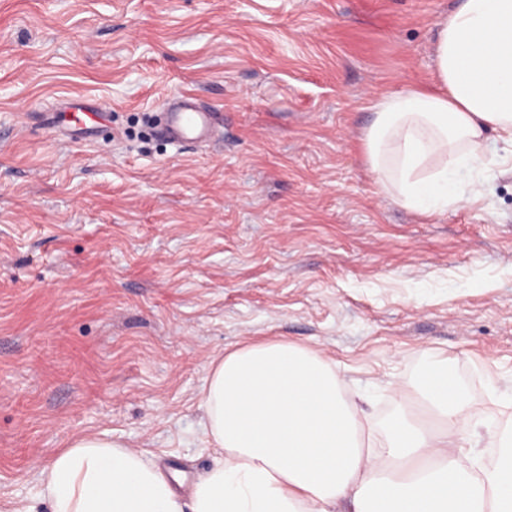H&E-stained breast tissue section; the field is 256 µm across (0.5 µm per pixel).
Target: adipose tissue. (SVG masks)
Here are the masks:
<instances>
[{"label":"adipose tissue","instance_id":"ef3b65f1","mask_svg":"<svg viewBox=\"0 0 512 512\" xmlns=\"http://www.w3.org/2000/svg\"><path fill=\"white\" fill-rule=\"evenodd\" d=\"M435 83L367 101L363 152L384 195L422 214L482 194L462 172L485 163L488 135L512 146V0H457L437 24ZM429 429L398 407L360 416L317 353L250 344L210 371L205 433L219 450L182 499L142 452L77 434L41 471L52 512H512V435L497 460L468 452L476 405L432 362L413 383Z\"/></svg>","mask_w":512,"mask_h":512}]
</instances>
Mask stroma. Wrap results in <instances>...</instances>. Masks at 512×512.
Here are the masks:
<instances>
[{"mask_svg": "<svg viewBox=\"0 0 512 512\" xmlns=\"http://www.w3.org/2000/svg\"><path fill=\"white\" fill-rule=\"evenodd\" d=\"M455 0H0V512L78 433L212 465V361L287 341L385 421L428 361L512 424V147L474 202L379 194L372 95L434 82ZM224 114L156 136L163 99ZM89 137H69L70 105ZM178 103L168 97L158 104L165 110L167 125L162 134L173 145L183 147L187 143L206 144L215 139L217 114L198 106L188 95Z\"/></svg>", "mask_w": 512, "mask_h": 512, "instance_id": "35a3bbf8", "label": "stroma"}]
</instances>
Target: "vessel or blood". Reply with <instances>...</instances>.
Returning <instances> with one entry per match:
<instances>
[{"mask_svg": "<svg viewBox=\"0 0 512 512\" xmlns=\"http://www.w3.org/2000/svg\"><path fill=\"white\" fill-rule=\"evenodd\" d=\"M166 115L165 138L173 145L206 144L212 142L217 131V115L198 106L191 97L180 102L164 99L160 104Z\"/></svg>", "mask_w": 512, "mask_h": 512, "instance_id": "b4317fda", "label": "vessel or blood"}]
</instances>
